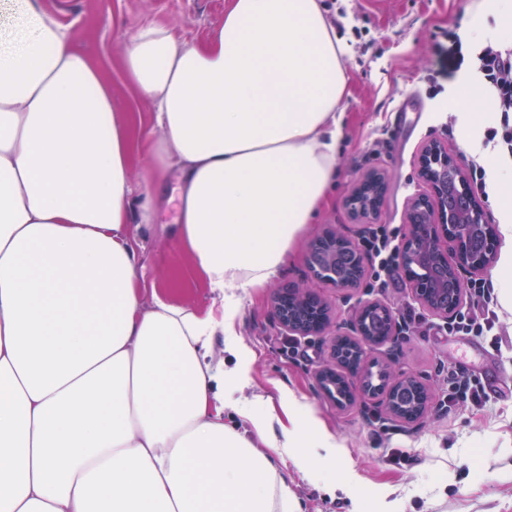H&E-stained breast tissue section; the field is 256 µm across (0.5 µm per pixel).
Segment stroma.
<instances>
[{"label": "stroma", "instance_id": "35a3bbf8", "mask_svg": "<svg viewBox=\"0 0 512 512\" xmlns=\"http://www.w3.org/2000/svg\"><path fill=\"white\" fill-rule=\"evenodd\" d=\"M472 0H328L330 18H344L337 33L349 54L350 81L345 99V136L337 156L338 176L329 204L287 252L272 285L244 295L236 328L257 354L252 391L260 407L278 410L279 394L305 397L316 418L346 448L324 480L309 482L294 469L284 475L295 490L301 512H350L342 480L348 471L362 479L369 512H377L387 492L403 498L406 512H512V400L489 395L480 407H448V372L466 364L481 383L491 376L512 375V312L498 310L494 349L489 337L452 334L447 320L434 316L412 298L402 271L386 288L371 287L363 276L357 287L343 291L314 278L308 264L310 241L326 228L353 239L371 232L351 219L345 200L373 168L390 175L379 223L406 236L411 197L425 191L418 175L417 154L439 140L466 171L479 161L461 150L462 132L449 101L468 79V63L479 45L469 36ZM229 0H45L49 15L70 25L75 48L100 64L112 83V95L134 125L151 126L153 109L125 78L122 50L132 30L144 23L172 28L179 41L200 46L224 19ZM460 46L462 65L451 59ZM163 202L152 229H136L143 246L141 277L145 285L165 287L180 273L176 302L207 309L212 295L184 247L169 243L179 218L180 182L169 172ZM292 282L313 288L330 304L332 321L346 326L358 301L376 300L393 308L397 321L415 317L410 329L393 342L372 348V358L394 370L421 377L430 390L428 412L420 425L391 416L374 400L338 407L320 389L315 374L332 359L327 336H293L273 318V284ZM414 456V464L390 463L392 449Z\"/></svg>", "mask_w": 512, "mask_h": 512}]
</instances>
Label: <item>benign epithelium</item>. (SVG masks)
Returning a JSON list of instances; mask_svg holds the SVG:
<instances>
[{
    "instance_id": "obj_1",
    "label": "benign epithelium",
    "mask_w": 512,
    "mask_h": 512,
    "mask_svg": "<svg viewBox=\"0 0 512 512\" xmlns=\"http://www.w3.org/2000/svg\"><path fill=\"white\" fill-rule=\"evenodd\" d=\"M417 167L420 177L429 185V192L413 197L410 201L408 216L415 211H426L424 223L434 226L429 238L420 243L414 235H408L399 247V260L401 267L412 265L422 272V277L415 278L406 275L410 285L412 297L421 306L434 315L444 319L453 315L463 300V276H482L489 272L496 262V253L484 257L479 264L470 265L462 259L455 250L448 249V232L439 229V224L448 222L458 225L459 230L466 232L474 224L486 223L485 214L479 202H474L468 210L456 216L448 215V208L444 204L448 196V181L469 182L468 174L457 162L455 156L438 140L426 142L417 156ZM388 172L384 169L371 170L364 175L358 185L352 190L346 200L348 212L352 218L362 224L374 220L380 213L381 197L367 195L369 186L377 188L386 187ZM323 239L337 241L350 253L356 255L359 268H364L365 256L358 250L355 242L349 237L339 234L332 229L324 231L314 238L308 248V265H313V254L319 242ZM309 290L296 285H281L275 287L272 296V313L275 320L290 334L295 336H326L331 328L332 321L329 315L330 307L326 300L318 298L322 308L319 318L307 323L297 319L293 310L302 304ZM378 309L385 310L387 306L378 301H361L355 307L352 319L347 324V331L337 334L334 339L348 342L355 346L361 356L362 365L372 368L369 359L370 348L392 341L399 327L394 313H389V323L386 337H375L370 334L365 319L366 312ZM389 378V388L386 392L367 387L365 375L357 374L345 377V381L338 379L339 371L331 366H324L316 373V378L324 393L336 401L340 407L352 405L356 399L383 396L388 411L395 417L402 418L407 423H420L426 416L427 409L422 408L414 415L400 416V410L392 400L393 391L412 380L404 373H396L391 367H386Z\"/></svg>"
}]
</instances>
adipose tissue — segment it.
Instances as JSON below:
<instances>
[{
	"label": "adipose tissue",
	"mask_w": 512,
	"mask_h": 512,
	"mask_svg": "<svg viewBox=\"0 0 512 512\" xmlns=\"http://www.w3.org/2000/svg\"><path fill=\"white\" fill-rule=\"evenodd\" d=\"M347 48L320 0H230L208 41L137 27L123 69L155 108L135 128L102 68L42 0L0 24V512H300L283 475L345 455L305 398L288 419L241 397L255 354L241 295L268 283L337 175ZM459 94L512 240V162L477 136L487 90ZM139 178H132L133 163ZM173 244L215 296L204 312L146 295L140 243L170 170ZM223 336L232 367L215 364ZM237 415L228 423L225 413Z\"/></svg>",
	"instance_id": "1"
}]
</instances>
